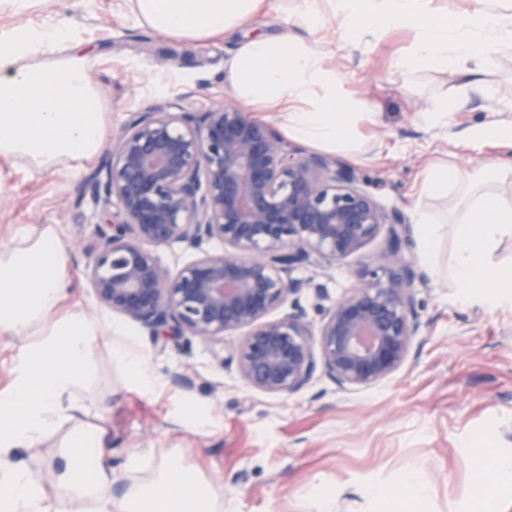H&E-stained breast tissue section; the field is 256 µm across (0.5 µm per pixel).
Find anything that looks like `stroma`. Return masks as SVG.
Wrapping results in <instances>:
<instances>
[{"label":"stroma","instance_id":"stroma-1","mask_svg":"<svg viewBox=\"0 0 512 512\" xmlns=\"http://www.w3.org/2000/svg\"><path fill=\"white\" fill-rule=\"evenodd\" d=\"M17 25H65L88 42L89 77L110 112V136L158 96L188 91L197 109L238 104L224 80L234 43L169 37L138 22L126 0H33L21 12L0 0V27ZM295 32L316 42L347 86L372 104L375 118L364 129L369 151L355 169L361 188L382 206L408 219L418 206L433 221L445 220L461 190L420 196L428 162L480 171L512 160L511 147L471 136L480 126L512 124V56L483 71L449 127H431L423 113L454 98L463 78L396 69L411 48L412 30L390 31L359 52L344 49L330 18ZM96 167L92 161L75 175L64 165L37 172L0 159V249L54 225L75 281L73 303L105 324L118 317L100 306L86 279L85 248L102 208L88 186ZM453 249L448 235L433 261L410 252L430 277L415 288L423 345L371 387L341 391L318 378L290 397L271 396L250 387L236 365L218 363L208 345L149 336L130 323L131 340L156 375L146 392L113 362L116 339L101 332L81 397L85 422L105 427L110 437L112 496L150 481L159 465L176 459L223 489L224 512H316L321 502L333 512H406V474L414 466L424 489L420 512H512V467L500 465L512 460V308L461 303L448 280ZM384 251L380 236L318 272L324 297L308 292L301 304L312 313L341 298L366 266L382 262ZM178 370L189 373L191 391L172 384ZM60 440L57 433L46 438L25 462L62 512H87L55 481Z\"/></svg>","mask_w":512,"mask_h":512}]
</instances>
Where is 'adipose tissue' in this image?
I'll use <instances>...</instances> for the list:
<instances>
[{"instance_id":"1","label":"adipose tissue","mask_w":512,"mask_h":512,"mask_svg":"<svg viewBox=\"0 0 512 512\" xmlns=\"http://www.w3.org/2000/svg\"><path fill=\"white\" fill-rule=\"evenodd\" d=\"M133 15L153 29L183 40L216 35L234 39L224 77L235 97L289 139L359 162L366 143L359 125L373 119L367 101L350 91L325 52L290 29L274 36L242 38L266 0H128ZM297 21L314 28L328 16L340 21L347 49L366 48L383 33H415L407 67H437L467 75L451 104L426 113L429 125L447 126L464 107L471 79L495 57L512 52V12L493 0H464L455 13L435 0H295ZM346 111H336L337 102ZM108 133L104 101L88 76V58L71 29L21 26L0 29V157L30 169L60 164L79 169L103 148ZM512 177V162L477 174L433 162L421 194H444L468 182L473 194L451 225L416 210L419 251L434 257L446 232L455 246L448 277L464 302L512 307V270L495 253L512 239V203L483 193L489 181ZM72 281L62 240L53 225L24 235L0 250V334L25 337L7 391L0 392V512H60L17 450L34 454L62 424L73 428L60 450L55 479L89 512H224V494L189 476L179 462L163 466L149 484L113 498L112 454L104 428L83 422L78 393L91 364L100 325L65 307Z\"/></svg>"}]
</instances>
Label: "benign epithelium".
Wrapping results in <instances>:
<instances>
[{
	"instance_id": "1",
	"label": "benign epithelium",
	"mask_w": 512,
	"mask_h": 512,
	"mask_svg": "<svg viewBox=\"0 0 512 512\" xmlns=\"http://www.w3.org/2000/svg\"><path fill=\"white\" fill-rule=\"evenodd\" d=\"M191 93L134 113L91 179L103 211L88 250L99 304L150 336L213 348L244 381L287 398L324 376L344 391L379 383L417 344L416 284L428 276L407 257L411 228L358 187L339 159L279 138L239 108L186 105ZM385 234L383 263L309 316L300 297L314 278ZM218 240L220 251H203ZM199 251L171 272L155 249ZM244 332L224 352V335Z\"/></svg>"
}]
</instances>
